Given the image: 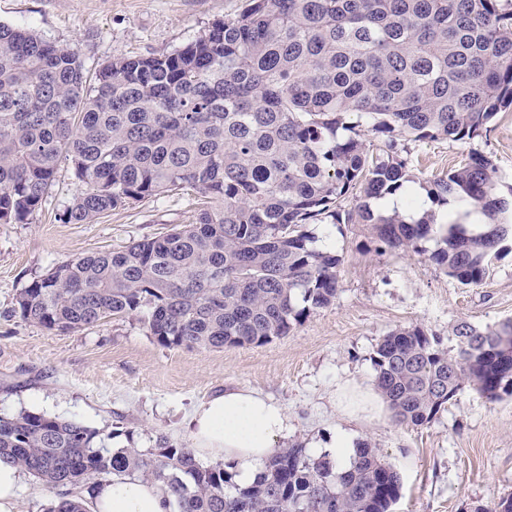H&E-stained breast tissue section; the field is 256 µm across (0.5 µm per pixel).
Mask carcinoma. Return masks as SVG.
<instances>
[{"label": "carcinoma", "instance_id": "cac0c4a2", "mask_svg": "<svg viewBox=\"0 0 512 512\" xmlns=\"http://www.w3.org/2000/svg\"><path fill=\"white\" fill-rule=\"evenodd\" d=\"M512 106L506 0H246L170 54L116 58L88 75L72 48L0 24V224L22 223L55 185L62 154L87 191L64 224L193 189V224L62 261L19 293L14 314L63 333L138 316L165 347L262 346L332 305L342 257L309 224H365L382 250L423 254L464 286L512 236V201L481 155L429 181L438 201L482 213L471 233L426 211L410 224L368 204L413 180L404 141L471 140ZM381 138L366 149L360 120ZM360 195L354 209L345 196ZM437 239L428 251L424 242ZM457 349L397 326L374 350L375 388L401 424L423 426L462 387L512 396V319L452 327ZM80 422L0 416V459L55 493L48 512H87L71 490L112 475L171 492L178 512H391L398 472L368 444L346 468L278 448L252 484L161 437L144 454L108 448Z\"/></svg>", "mask_w": 512, "mask_h": 512}]
</instances>
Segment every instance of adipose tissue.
I'll list each match as a JSON object with an SVG mask.
<instances>
[{"label":"adipose tissue","mask_w":512,"mask_h":512,"mask_svg":"<svg viewBox=\"0 0 512 512\" xmlns=\"http://www.w3.org/2000/svg\"><path fill=\"white\" fill-rule=\"evenodd\" d=\"M193 448L204 457L230 462L238 483L254 481L272 456L279 437L288 432L284 407L248 388L209 399L189 421ZM90 512H172V497L158 485L116 476L96 484Z\"/></svg>","instance_id":"ef3b65f1"}]
</instances>
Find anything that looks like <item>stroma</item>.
<instances>
[{
  "mask_svg": "<svg viewBox=\"0 0 512 512\" xmlns=\"http://www.w3.org/2000/svg\"><path fill=\"white\" fill-rule=\"evenodd\" d=\"M245 0H0V23L27 27L76 50L87 70L120 57L172 53ZM474 154L487 157L500 193L512 188V108L472 140L409 141L416 182L443 175ZM68 158L41 209L22 224H0V415L43 412L111 434L115 447L152 452L158 436L190 444L187 420L215 395L249 388L281 403L291 425L285 448L312 457L338 430L378 448L400 474L393 512H494L512 497V397L491 401L461 389L428 424L395 421L391 411L347 416L344 383L373 385L371 357L398 325H419L455 350L452 326L478 328L512 318V239L500 245L489 277L463 286L424 257L381 252L363 224L313 226L342 256L334 305L314 311L288 335L219 350L165 347L138 317L106 318L60 333L14 316L32 278L62 261L120 249L195 223L198 198L186 189L101 215L91 224L58 219L85 191Z\"/></svg>",
  "mask_w": 512,
  "mask_h": 512,
  "instance_id": "obj_1",
  "label": "stroma"
}]
</instances>
